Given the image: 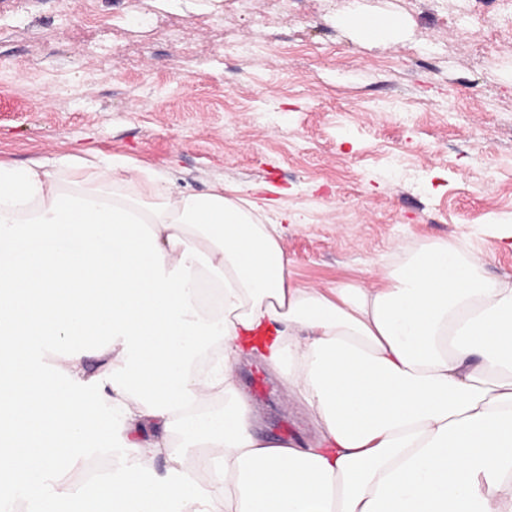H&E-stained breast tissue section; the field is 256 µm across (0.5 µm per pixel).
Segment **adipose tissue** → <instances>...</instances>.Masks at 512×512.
Returning <instances> with one entry per match:
<instances>
[{
	"instance_id": "obj_1",
	"label": "adipose tissue",
	"mask_w": 512,
	"mask_h": 512,
	"mask_svg": "<svg viewBox=\"0 0 512 512\" xmlns=\"http://www.w3.org/2000/svg\"><path fill=\"white\" fill-rule=\"evenodd\" d=\"M258 210L120 156L0 160V240L32 248L0 263V508L512 512V274L432 243L302 286ZM255 355L311 447L259 430ZM84 444L131 464L92 473Z\"/></svg>"
}]
</instances>
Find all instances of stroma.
<instances>
[{"label":"stroma","mask_w":512,"mask_h":512,"mask_svg":"<svg viewBox=\"0 0 512 512\" xmlns=\"http://www.w3.org/2000/svg\"><path fill=\"white\" fill-rule=\"evenodd\" d=\"M461 0H0V160L119 155L286 217L301 285L370 284L405 247L464 244L512 274V19ZM392 13L372 41L346 15ZM249 40L262 55L238 52ZM396 102L400 111H385ZM377 111H369V104ZM263 433L315 427L256 359Z\"/></svg>","instance_id":"obj_1"}]
</instances>
